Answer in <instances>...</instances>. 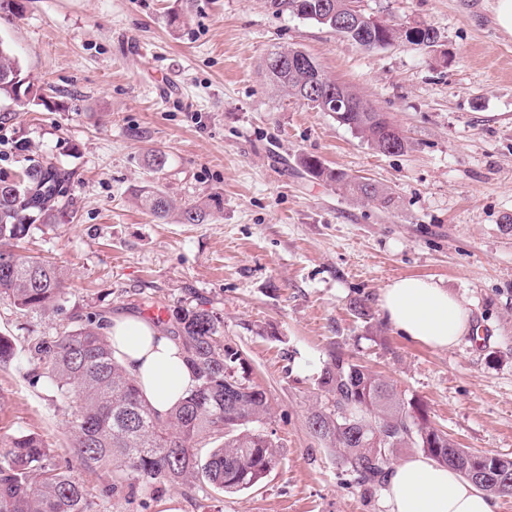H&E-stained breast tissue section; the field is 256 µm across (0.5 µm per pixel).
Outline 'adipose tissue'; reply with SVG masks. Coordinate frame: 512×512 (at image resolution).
<instances>
[{
  "label": "adipose tissue",
  "instance_id": "1",
  "mask_svg": "<svg viewBox=\"0 0 512 512\" xmlns=\"http://www.w3.org/2000/svg\"><path fill=\"white\" fill-rule=\"evenodd\" d=\"M384 319L403 335L437 349L456 346L471 329L458 299L430 279L393 281L380 298ZM112 349L137 379L159 413H166L194 385L183 349L149 320L119 313L109 317ZM386 512H494L495 506L472 482L434 460L416 456L394 465L383 488Z\"/></svg>",
  "mask_w": 512,
  "mask_h": 512
}]
</instances>
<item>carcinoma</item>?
Instances as JSON below:
<instances>
[{"label": "carcinoma", "instance_id": "carcinoma-1", "mask_svg": "<svg viewBox=\"0 0 512 512\" xmlns=\"http://www.w3.org/2000/svg\"><path fill=\"white\" fill-rule=\"evenodd\" d=\"M355 0H271L277 11L308 19L336 31V14L348 13ZM365 48L399 40L396 25L346 34ZM302 54L279 47L267 60H284L281 69H266L269 79L321 112L331 110L324 85H336L310 64L292 63ZM24 78L11 47L0 41V100L17 102L31 90L30 100L41 99L40 89ZM351 111L338 121L354 130L381 153H401L409 143L394 132L381 112H364L369 102L348 86ZM301 164L314 178L343 186L355 198L383 208L391 206L385 187L343 170L324 166L306 156ZM74 172L49 161L22 169L18 180L0 179V300L21 312H48L62 299L66 273L57 264L15 252L35 223L54 224L67 209V190ZM142 207L157 218L176 210L163 192L141 189ZM185 224H201L210 212L205 203L179 209ZM101 321L65 327L53 336L29 344L30 357L45 370L71 409V447L80 464L92 471L112 473L105 493L131 499L135 485L206 480L226 493L260 484L277 464V442L256 423L270 404L264 390L254 385L243 352L224 342V326L213 312L201 307L176 314L170 334L182 343L193 369L195 385L188 396L164 415L141 394L137 381L114 355ZM318 391L324 404L308 416L310 433L339 453L348 470L370 487L383 483L392 461L407 449L421 451L474 482L490 496L512 494V459L472 454L458 447L448 433L434 427L426 406L398 391L389 380L336 349L328 352ZM212 444L206 459L197 448ZM0 512H87L85 484L74 472L60 467L45 442L35 434L0 442Z\"/></svg>", "mask_w": 512, "mask_h": 512}]
</instances>
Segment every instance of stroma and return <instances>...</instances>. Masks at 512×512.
Instances as JSON below:
<instances>
[{"instance_id":"1","label":"stroma","mask_w":512,"mask_h":512,"mask_svg":"<svg viewBox=\"0 0 512 512\" xmlns=\"http://www.w3.org/2000/svg\"><path fill=\"white\" fill-rule=\"evenodd\" d=\"M21 2L0 40L47 93L0 124V177L30 158L71 169L76 211L32 225L23 244L66 271L58 309L0 301L15 348L0 366V439L36 434L78 468L68 404L30 343L89 316L159 307L171 321L201 303L267 394L276 467L237 493L168 483L131 502L104 494L111 474L85 471L90 512H162L172 499L182 512H385L381 488L361 486L308 429L332 347L424 402L459 447L512 458V35L495 0H359L367 15L437 34L430 47L373 50L269 0ZM278 46L360 91L408 149L377 152L335 113L274 89L264 60ZM154 153L163 167L149 165ZM305 156L388 187L393 207L305 174ZM144 186L211 215L156 218L136 201ZM406 277L453 293L472 334L448 350L401 335L379 300Z\"/></svg>"}]
</instances>
